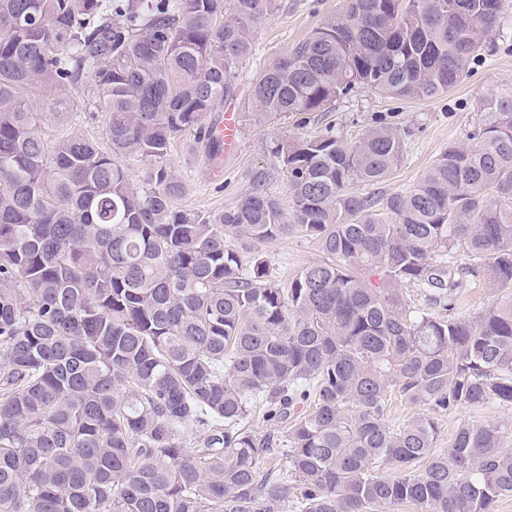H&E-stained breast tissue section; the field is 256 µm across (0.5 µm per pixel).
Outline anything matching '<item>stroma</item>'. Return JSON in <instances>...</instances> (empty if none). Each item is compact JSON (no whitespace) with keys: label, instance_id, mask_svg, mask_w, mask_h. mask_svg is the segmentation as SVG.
I'll use <instances>...</instances> for the list:
<instances>
[{"label":"stroma","instance_id":"1","mask_svg":"<svg viewBox=\"0 0 512 512\" xmlns=\"http://www.w3.org/2000/svg\"><path fill=\"white\" fill-rule=\"evenodd\" d=\"M346 0H279V7L258 28L253 51L238 73L236 91L226 104L238 112L239 148L225 158L221 167L208 161L205 145L196 132L175 138L165 163L182 184L175 204L186 210L212 213L231 207L244 193L252 190L256 177H264L265 188L278 197L282 208H290L286 177L274 155L278 145L293 139L320 134L326 126L354 139L379 123H393L409 130L406 152L400 166L384 182L367 186L356 184L357 192L384 194L417 184L422 174L451 144H462L466 133L479 117V106L500 88L512 86V0H506L500 30L492 34V52L477 62L469 76L448 94L424 100H398L362 90L350 101L329 112L313 113L306 123L292 117L261 114L250 95L251 84L260 71L286 55L322 21L343 12ZM107 114L98 99L87 92L74 95V107L61 118L41 124L42 136L54 138L81 130L89 136H101ZM243 255H264L271 277L287 283L302 267L320 262L323 254L315 240L299 234L265 243H239ZM512 296L489 279L461 289L456 314L471 318L485 306ZM436 449L446 452L457 427L464 423L495 421L507 428L504 445L512 449V405L495 403L482 408L459 407L437 416Z\"/></svg>","mask_w":512,"mask_h":512}]
</instances>
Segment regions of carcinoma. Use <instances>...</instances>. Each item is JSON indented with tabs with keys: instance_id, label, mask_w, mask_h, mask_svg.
Instances as JSON below:
<instances>
[{
	"instance_id": "obj_1",
	"label": "carcinoma",
	"mask_w": 512,
	"mask_h": 512,
	"mask_svg": "<svg viewBox=\"0 0 512 512\" xmlns=\"http://www.w3.org/2000/svg\"><path fill=\"white\" fill-rule=\"evenodd\" d=\"M278 6L0 0V512H494L512 497L505 426L462 424L435 450L436 415L512 405V300L455 312L473 281L512 286L511 86L409 189L353 191L404 158L408 132L384 123L277 147L287 211L260 177L207 216L174 204L171 141L195 130L221 161L208 115ZM503 11L348 0L252 97L295 117L362 88L441 96L488 55ZM82 87L108 112L107 149L38 131ZM130 155L156 161L139 184ZM294 233L324 258L286 288L232 244ZM393 394L422 412L391 424Z\"/></svg>"
}]
</instances>
